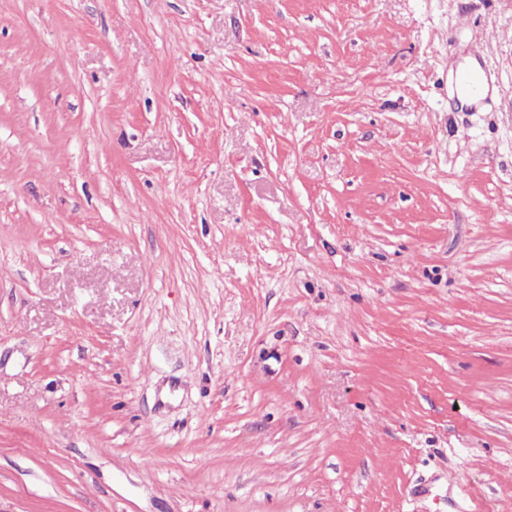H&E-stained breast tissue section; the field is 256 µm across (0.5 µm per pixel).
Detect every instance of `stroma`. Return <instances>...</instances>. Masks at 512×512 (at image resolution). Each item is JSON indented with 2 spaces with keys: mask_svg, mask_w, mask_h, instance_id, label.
<instances>
[{
  "mask_svg": "<svg viewBox=\"0 0 512 512\" xmlns=\"http://www.w3.org/2000/svg\"><path fill=\"white\" fill-rule=\"evenodd\" d=\"M512 0H0V512H512ZM454 83L457 88L474 100L478 102L484 100L485 96L483 97V95L486 92V83H488V80H486L482 69L480 73L473 69H461L455 73Z\"/></svg>",
  "mask_w": 512,
  "mask_h": 512,
  "instance_id": "stroma-1",
  "label": "stroma"
}]
</instances>
